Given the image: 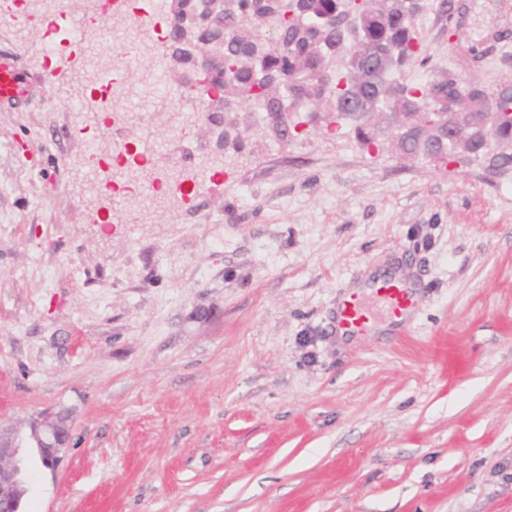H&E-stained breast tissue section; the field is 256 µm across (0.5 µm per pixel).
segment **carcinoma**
Listing matches in <instances>:
<instances>
[{
  "instance_id": "carcinoma-1",
  "label": "carcinoma",
  "mask_w": 512,
  "mask_h": 512,
  "mask_svg": "<svg viewBox=\"0 0 512 512\" xmlns=\"http://www.w3.org/2000/svg\"><path fill=\"white\" fill-rule=\"evenodd\" d=\"M352 5L353 0H236L225 6L212 0H174L165 9V39L173 62L192 73L194 82L186 86L202 100L208 121H217L214 113L225 105L232 112L247 108L264 114L275 138L287 143L304 125V112L315 117L321 112L325 122L343 123L338 113L356 78L350 60L357 50L326 18ZM359 8L364 11L362 49L378 58L393 55L395 72L421 58L414 16L404 0H371ZM302 12L306 20L301 22L297 16ZM187 44L207 55V67L185 53ZM391 72L362 86L361 96L382 99L399 153L461 161L457 151L445 149L429 134L428 125L440 122L443 112H468L486 137L469 141L467 152L495 150L499 166L512 168V126L491 114L512 112V99L499 101L492 110L485 106L487 90L472 88L453 71L420 84L392 81ZM277 112L294 116L279 123ZM355 134L366 148H377L373 125L357 127Z\"/></svg>"
}]
</instances>
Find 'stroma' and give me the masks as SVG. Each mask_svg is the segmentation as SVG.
Wrapping results in <instances>:
<instances>
[{"mask_svg":"<svg viewBox=\"0 0 512 512\" xmlns=\"http://www.w3.org/2000/svg\"><path fill=\"white\" fill-rule=\"evenodd\" d=\"M440 2L402 78L512 81V0ZM127 23L49 62L0 10L28 80L0 101V421L71 424L57 471L27 451L25 512H512V170L321 120L283 144L256 112L238 153L178 135L168 47L105 55ZM132 143L190 195L104 193ZM397 275L405 320L337 335L339 298Z\"/></svg>","mask_w":512,"mask_h":512,"instance_id":"stroma-1","label":"stroma"}]
</instances>
